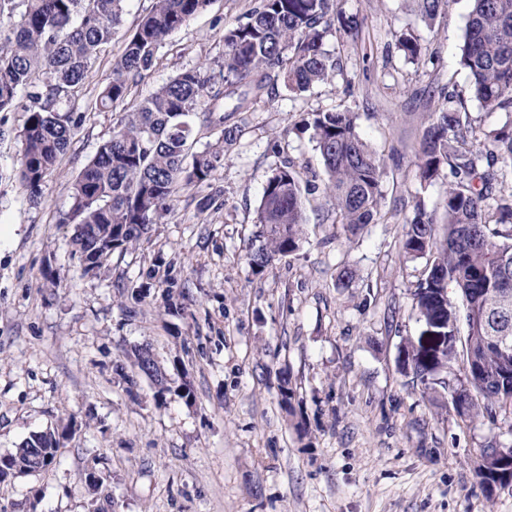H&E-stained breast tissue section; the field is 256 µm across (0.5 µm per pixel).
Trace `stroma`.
<instances>
[{
  "instance_id": "35a3bbf8",
  "label": "stroma",
  "mask_w": 512,
  "mask_h": 512,
  "mask_svg": "<svg viewBox=\"0 0 512 512\" xmlns=\"http://www.w3.org/2000/svg\"><path fill=\"white\" fill-rule=\"evenodd\" d=\"M254 0H212L167 39L128 105L183 68L217 58ZM358 17L337 45L331 83L254 102L239 142L208 184L179 187L166 217L82 271L64 217L72 182L118 115L96 98L122 35L91 60L75 98L85 119L38 199L15 176L22 112H0V455L32 433L67 428L48 469L0 481L7 512H512V485L483 489L478 450L512 442L506 423L460 419L446 389L398 363L422 324L412 292L427 261L403 249L415 206L442 218L449 172L418 177L428 116L447 87L476 133L512 122L486 110L460 65L470 0L429 27L406 0H336ZM423 53L409 62L402 34ZM351 108L386 164L382 218L346 237L321 188L308 113ZM295 165L306 224L300 248L254 274L245 254L272 166ZM351 265L346 288L336 275ZM151 348L158 392L132 351ZM290 401H283L282 384ZM105 477L102 490L85 478Z\"/></svg>"
}]
</instances>
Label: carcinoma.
I'll return each instance as SVG.
<instances>
[{"mask_svg":"<svg viewBox=\"0 0 512 512\" xmlns=\"http://www.w3.org/2000/svg\"><path fill=\"white\" fill-rule=\"evenodd\" d=\"M126 0H0V112L23 103L18 177L30 197L40 194L46 174L66 152L84 116L72 98L86 78L88 60L110 42L124 22ZM429 25L448 13L449 0H413ZM460 65L475 97L489 111L512 108V0H471ZM211 0H154L127 32L97 106L122 108V115L73 183L66 221L76 225L74 242L85 272L122 252L168 213L181 182L215 179L224 153L245 129L241 114L250 103L272 101L279 86L299 95L333 78L330 40L336 37V0H257L224 29L217 60L184 68L133 109L123 107L134 85L151 70L168 37ZM417 61L416 39L398 43ZM430 114L419 153V178L453 177L444 200V234L418 208L403 225V247L413 258L428 257L414 289L413 307L423 329L448 332V349L436 355L413 342L399 351L404 370L425 382L460 360L464 378L448 380L459 417L512 415V341L499 347L491 337H512V193L496 194L498 180L512 175V125L471 142L466 114L450 106L451 94ZM349 109L311 113L307 126L327 175L325 194L336 223L348 237L379 223L382 159L356 132ZM209 134L201 150L200 133ZM258 223L263 243L246 253L252 272L296 252L305 224L303 189L286 159L272 169L263 188ZM112 239V249L101 247ZM454 289L458 306L449 296ZM56 431L38 432L12 453L0 455V476L30 474L56 461ZM476 475L487 489L512 484V447L479 449Z\"/></svg>","mask_w":512,"mask_h":512,"instance_id":"cac0c4a2","label":"carcinoma"}]
</instances>
